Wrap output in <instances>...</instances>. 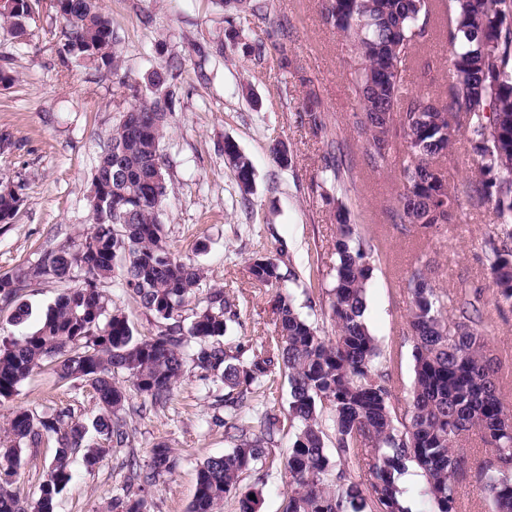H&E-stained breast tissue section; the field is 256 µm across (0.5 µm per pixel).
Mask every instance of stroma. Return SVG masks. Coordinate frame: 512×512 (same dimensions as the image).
Here are the masks:
<instances>
[{"label": "stroma", "instance_id": "1", "mask_svg": "<svg viewBox=\"0 0 512 512\" xmlns=\"http://www.w3.org/2000/svg\"><path fill=\"white\" fill-rule=\"evenodd\" d=\"M430 34L408 62L405 90L433 97L446 95L452 81L448 61L453 48L444 30L441 0H432ZM112 19L118 72L63 60L57 51L58 21L39 14L30 22L25 43L0 33V66L17 80L0 88V136L11 144L0 152V176L13 180L24 203L10 223L0 224V274L36 262L61 242L74 240L91 227V172L103 143L138 96L147 94L151 72L169 57L182 59L180 75L167 86L175 105L167 116L162 150L169 161L168 199L163 217L172 255L194 260L203 270L195 296L182 310L184 324L205 307L212 289H223L235 306L228 345L258 347L275 333L274 299L292 297L299 311L322 301L336 261V209L344 207L349 223L375 237L380 252L366 293L364 320L391 360L388 388L399 410H406L414 378L413 340L407 326L411 305L404 280L414 265L427 261L431 281L454 292L460 280L489 283L482 239L493 229L491 209L462 204L453 224L429 229L402 227L396 219L402 190L400 170L407 156L395 139L386 167L366 162L367 142L356 127L358 99L347 76L343 37L322 19V0H268L266 19L248 14L226 23L218 0H102ZM241 43L220 48L226 27ZM267 43L264 59L245 53L246 44ZM289 66H281V55ZM212 67L199 69L200 57ZM317 95L326 127L315 133L301 123L299 111L308 95ZM233 140L250 159L254 183L242 196L233 169L224 161V142ZM284 142L291 163L282 167L270 153ZM341 149L350 176L339 205L324 202L315 185L323 173L328 143ZM271 254L292 267L297 278L281 289L254 287L247 262ZM98 288L110 307L121 309L136 335H155L160 321L147 313L117 279ZM483 329L500 366L503 394L512 401V305L484 298ZM271 387H259L238 411L248 419L267 410L280 420L274 443L254 471L244 475L241 491L258 496L257 512H284L291 493L284 462L291 446L288 421V376L274 371ZM141 397L130 395L122 411L133 437L119 447L95 429L98 405L93 389L79 380H62L42 365L21 383L15 395L0 399V424L18 408L39 416L68 412L87 430L88 442L107 454L94 469L75 453L73 480L57 495L54 512H110L113 504L144 499L147 512H189L197 470L211 456L229 451L224 435L222 386L201 380L187 368L170 403L139 413ZM163 444L180 459L176 472L152 486L128 482L122 463L129 452L148 461ZM57 443L45 437L39 446H24L20 476L12 489L24 501L39 497Z\"/></svg>", "mask_w": 512, "mask_h": 512}]
</instances>
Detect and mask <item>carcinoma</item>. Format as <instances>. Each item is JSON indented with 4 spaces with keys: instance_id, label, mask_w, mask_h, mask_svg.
<instances>
[{
    "instance_id": "obj_1",
    "label": "carcinoma",
    "mask_w": 512,
    "mask_h": 512,
    "mask_svg": "<svg viewBox=\"0 0 512 512\" xmlns=\"http://www.w3.org/2000/svg\"><path fill=\"white\" fill-rule=\"evenodd\" d=\"M264 19L261 0H221L224 10ZM323 22L346 40L347 67L358 96L356 125L366 135L369 164L387 161L393 137L405 143L407 164L401 170L399 223L431 228L451 224L461 207L457 187L430 182L433 160L449 155L457 137L474 154L468 180L470 203L489 204L497 223L483 239L490 287L497 302H512V0H448V42L453 46L449 94L436 105L404 92V72L415 47L429 35L430 0H328ZM60 20L59 55L96 69H116L114 32L100 0H49ZM33 19L26 0L0 5V28L13 39L27 35ZM171 59L155 71L149 86H165L181 69ZM104 144L92 178V230L77 243L58 245L40 261L0 275V304L17 328L29 320L20 292L35 283L66 285L74 269L83 285L64 288L32 331L0 340V398L17 392L34 368L55 364L60 378L90 380L98 400L95 425L115 443L129 438L120 416L126 390L114 374L128 375L135 391L154 408L165 407L187 366L203 378L224 385V406L239 407L252 386L278 367L288 374L289 418L294 426L285 463L291 495L286 512H411L404 505L402 477L413 462L425 478L423 494L434 512H459L457 475L467 461L463 437L479 441L478 477L492 512H512V405L500 391L499 367L488 353L482 332L481 294L461 283L450 301L432 284L429 264L415 267L406 279L411 295L408 327L414 343V381L407 414L398 428L397 408L386 385L387 360L364 322L366 290L373 275L370 259L375 239L347 222L336 203V237L329 307L336 334L328 336L302 315L293 300H276V337L244 360L241 350L224 347L228 323L236 317L224 292L210 294L189 328L180 312L201 284L202 268L191 259L171 255L163 215L168 196V161L160 148L168 105L160 96L136 99ZM301 119L324 128L317 98L305 102ZM224 159L235 172L242 198L252 188L251 161L230 140ZM329 176L318 185L320 197L335 203L345 171L336 155L323 156ZM21 193L0 187V224H8L23 205ZM120 269L122 289L147 312L164 321L148 338L134 335L127 316L108 310L98 283ZM247 272L258 287L277 288L295 279L281 260L257 255ZM276 418L232 423L226 430L234 447L207 458L197 473L190 512H218L239 488L242 476L261 461L260 443L272 440ZM5 432L13 445L0 448V512H53L56 496L72 479V450L85 441V428L60 412L37 418L27 409L13 412ZM56 435L57 448L38 499L24 506L10 489L22 465L19 442L37 444L43 434ZM334 441L331 461L327 442ZM370 455L368 478L359 482L347 472L349 462ZM179 464L172 450L159 444L142 465L128 461L130 478L153 485ZM336 468V480L329 471Z\"/></svg>"
}]
</instances>
